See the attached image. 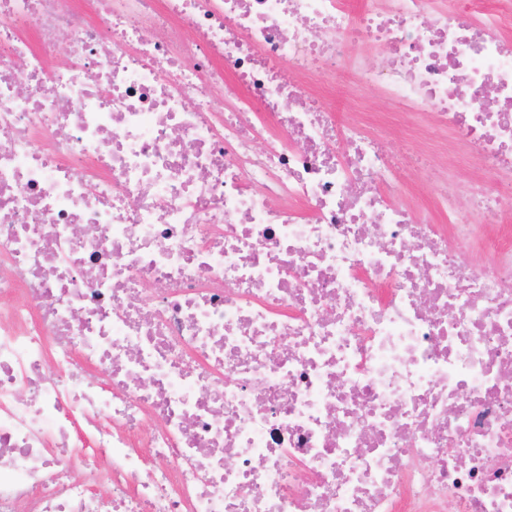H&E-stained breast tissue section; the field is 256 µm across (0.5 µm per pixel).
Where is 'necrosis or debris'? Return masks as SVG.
<instances>
[{
  "instance_id": "necrosis-or-debris-1",
  "label": "necrosis or debris",
  "mask_w": 512,
  "mask_h": 512,
  "mask_svg": "<svg viewBox=\"0 0 512 512\" xmlns=\"http://www.w3.org/2000/svg\"><path fill=\"white\" fill-rule=\"evenodd\" d=\"M511 22L0 0V512H512ZM342 76L477 176L411 210Z\"/></svg>"
}]
</instances>
